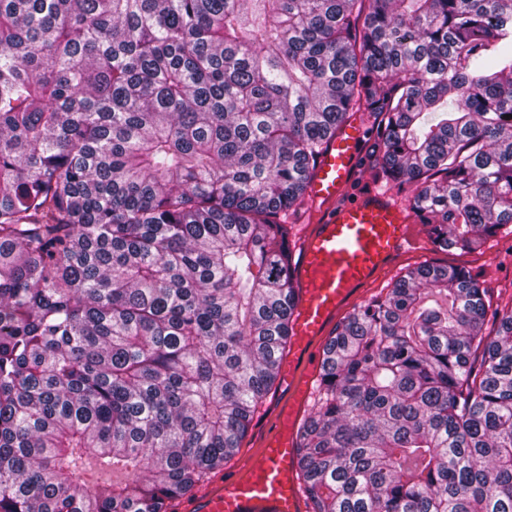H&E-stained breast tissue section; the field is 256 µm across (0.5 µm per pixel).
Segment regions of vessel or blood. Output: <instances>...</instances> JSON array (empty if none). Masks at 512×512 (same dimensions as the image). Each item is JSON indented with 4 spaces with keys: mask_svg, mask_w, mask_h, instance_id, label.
Returning a JSON list of instances; mask_svg holds the SVG:
<instances>
[{
    "mask_svg": "<svg viewBox=\"0 0 512 512\" xmlns=\"http://www.w3.org/2000/svg\"><path fill=\"white\" fill-rule=\"evenodd\" d=\"M364 137L362 123L345 124L320 155L308 183L306 198L324 215L296 246V301L279 383L290 401L265 432L255 459L184 503L185 512H307L297 477L296 431L322 361L326 332L360 287L412 244L409 213L391 193L372 187L353 200L344 198Z\"/></svg>",
    "mask_w": 512,
    "mask_h": 512,
    "instance_id": "1",
    "label": "vessel or blood"
}]
</instances>
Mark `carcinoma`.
<instances>
[{
	"mask_svg": "<svg viewBox=\"0 0 512 512\" xmlns=\"http://www.w3.org/2000/svg\"><path fill=\"white\" fill-rule=\"evenodd\" d=\"M437 251L512 224V0H0V512H173L288 347L353 116ZM511 119H505V116ZM425 263L335 329L308 512H512V303Z\"/></svg>",
	"mask_w": 512,
	"mask_h": 512,
	"instance_id": "1",
	"label": "carcinoma"
}]
</instances>
